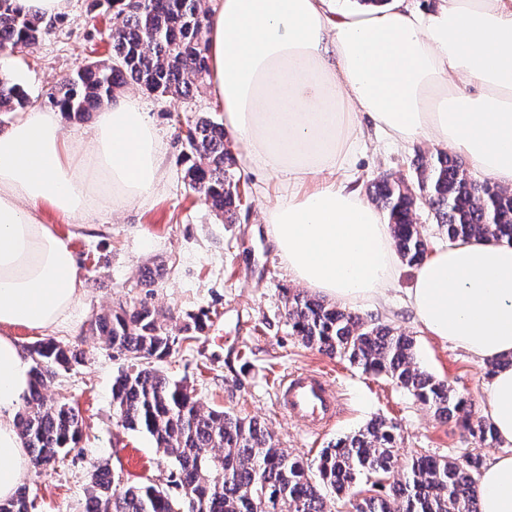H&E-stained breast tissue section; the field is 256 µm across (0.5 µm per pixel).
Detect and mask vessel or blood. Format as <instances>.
Returning <instances> with one entry per match:
<instances>
[{
    "mask_svg": "<svg viewBox=\"0 0 512 512\" xmlns=\"http://www.w3.org/2000/svg\"><path fill=\"white\" fill-rule=\"evenodd\" d=\"M278 401L289 417L306 422L311 432L336 415V395L327 380L314 372H296L279 386Z\"/></svg>",
    "mask_w": 512,
    "mask_h": 512,
    "instance_id": "obj_1",
    "label": "vessel or blood"
}]
</instances>
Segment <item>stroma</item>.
Wrapping results in <instances>:
<instances>
[{
  "mask_svg": "<svg viewBox=\"0 0 512 512\" xmlns=\"http://www.w3.org/2000/svg\"><path fill=\"white\" fill-rule=\"evenodd\" d=\"M112 23L109 0H70L69 10L35 48L0 56V71L27 92L33 105L47 106L50 94L80 66L111 58ZM141 100L165 144L169 179L164 192L118 213L98 212L81 229L53 212L44 214L46 223L70 237L85 283L68 327L55 336L82 351L83 360L59 371L46 390L75 409L81 434L76 447L50 469L28 473L30 512H85L91 476L103 465L117 471L122 484L151 478L179 498L172 461L149 436L120 425L112 384L128 360L93 332L98 315L143 302L155 307L169 328L191 319L203 325L196 339L178 341L159 369L187 385L204 406L263 420L281 448L293 454L315 459L337 438L381 416L397 424L403 455L454 458L474 450L489 456V447L459 423L435 417L406 389L306 346L294 335L285 314L293 283L270 242L255 190L243 194L237 222L227 224L185 179L181 124L224 116L206 87L186 98L145 93ZM434 151L426 143L393 151L367 139L356 159L361 191L383 174L413 179L416 154ZM147 270L155 274L148 286L141 280ZM412 275V268L402 267L387 303L357 307V314L410 334L419 367L467 397L472 417L484 416L487 365L413 324L403 305ZM295 371L324 374L335 390L338 415L319 434H309L278 404L276 380Z\"/></svg>",
  "mask_w": 512,
  "mask_h": 512,
  "instance_id": "35a3bbf8",
  "label": "stroma"
}]
</instances>
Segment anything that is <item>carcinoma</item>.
Segmentation results:
<instances>
[{"label": "carcinoma", "mask_w": 512, "mask_h": 512, "mask_svg": "<svg viewBox=\"0 0 512 512\" xmlns=\"http://www.w3.org/2000/svg\"><path fill=\"white\" fill-rule=\"evenodd\" d=\"M111 2L112 59L86 64L50 98L69 118L111 101L117 89L129 84L155 96L186 97L208 72V12L203 0ZM53 25L19 14L11 0H0V55L36 45ZM29 104L21 86L0 74V112ZM184 140L191 162L188 185L225 222H233L245 176L226 146L224 123L202 117L188 126ZM414 172L411 185L392 175L381 177L372 195L386 214L405 265L418 266L429 252L414 223L416 206L423 200L450 243L472 236L512 243V192L472 178L463 163L445 151L420 156ZM286 315L304 344L389 378L438 416L460 418L481 443L497 442L486 419H471L467 399L417 366L413 337L300 292L288 295ZM95 329L129 359L112 384L122 426L147 433L176 463L173 478L181 498L173 499L153 482L123 486L117 473L102 466L92 476L86 512H329L323 490L346 499L364 471L374 481L353 505L355 512H476V475L483 465L479 453L443 459L418 452L400 467L398 428L380 418L323 449L312 468L280 448L264 423L206 409L188 386L154 368L153 363L167 356L178 340L194 338L201 330L198 322L183 324L178 328L182 336L177 337L159 323L155 309L141 303L98 317ZM79 357L80 352L52 339L30 347L32 390L17 423L37 470L54 464L78 442L80 420L74 408L47 399L43 390L59 369ZM385 486L393 490V497L378 494L377 489ZM29 508L24 487L0 502V512Z\"/></svg>", "instance_id": "cac0c4a2"}]
</instances>
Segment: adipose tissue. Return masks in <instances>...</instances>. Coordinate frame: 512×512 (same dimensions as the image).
Segmentation results:
<instances>
[{"instance_id": "ef3b65f1", "label": "adipose tissue", "mask_w": 512, "mask_h": 512, "mask_svg": "<svg viewBox=\"0 0 512 512\" xmlns=\"http://www.w3.org/2000/svg\"><path fill=\"white\" fill-rule=\"evenodd\" d=\"M205 81L260 190L263 220L292 282L343 305L386 302L399 259L389 224L355 186L366 135L426 141L512 187V0H212ZM0 501L30 457L17 412L31 362L15 335L62 330L84 291L79 259L43 210L76 223L159 195L163 141L138 97L104 105L87 147L56 108L0 118ZM405 307L420 331L482 363L486 416L504 454L478 478L479 512H512V244L433 247Z\"/></svg>"}]
</instances>
